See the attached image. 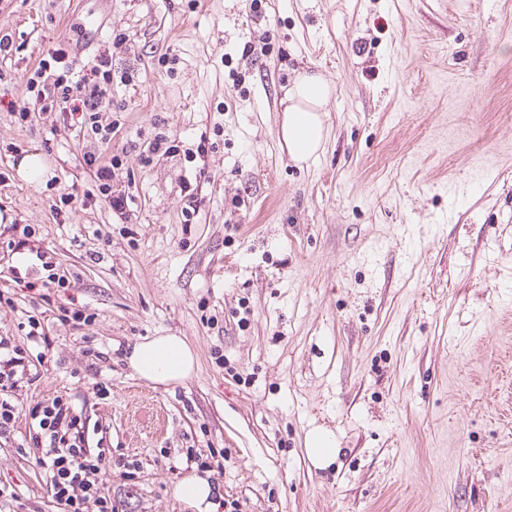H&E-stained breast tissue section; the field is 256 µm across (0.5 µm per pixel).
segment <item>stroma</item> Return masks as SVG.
I'll use <instances>...</instances> for the list:
<instances>
[{
	"instance_id": "stroma-1",
	"label": "stroma",
	"mask_w": 512,
	"mask_h": 512,
	"mask_svg": "<svg viewBox=\"0 0 512 512\" xmlns=\"http://www.w3.org/2000/svg\"><path fill=\"white\" fill-rule=\"evenodd\" d=\"M0 28V336L36 374L15 396L71 402L122 512H195L196 455L215 512H512V0H0ZM59 46L80 76L111 55V144L79 112L20 120ZM305 69L334 94L300 167L279 128ZM113 154L120 211L85 161ZM168 334L193 374L139 378L130 350ZM27 430L0 440V512H58ZM310 455L318 463L331 462L336 456L334 440L326 433L319 432L310 441ZM212 488L207 479L191 476L184 479L176 487V495L181 500L195 507L197 512H213L214 503L211 498Z\"/></svg>"
}]
</instances>
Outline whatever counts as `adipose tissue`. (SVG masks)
<instances>
[{
	"mask_svg": "<svg viewBox=\"0 0 512 512\" xmlns=\"http://www.w3.org/2000/svg\"><path fill=\"white\" fill-rule=\"evenodd\" d=\"M332 95L333 89L325 80L307 72L299 74L289 88L280 139L295 163L313 160L322 148L327 134L324 116ZM128 362L141 379L168 385L187 379L196 359L183 337L165 335L135 345Z\"/></svg>",
	"mask_w": 512,
	"mask_h": 512,
	"instance_id": "ef3b65f1",
	"label": "adipose tissue"
}]
</instances>
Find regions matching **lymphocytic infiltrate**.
<instances>
[{"label":"lymphocytic infiltrate","mask_w":512,"mask_h":512,"mask_svg":"<svg viewBox=\"0 0 512 512\" xmlns=\"http://www.w3.org/2000/svg\"><path fill=\"white\" fill-rule=\"evenodd\" d=\"M76 65L65 48H55L28 80L34 94L33 108L22 111H53L56 104L72 103L74 110L88 114L90 130L103 143L112 140L113 127L102 124L99 115L112 94V58L101 55L92 76L75 78ZM52 84V94H44L42 81ZM30 374L24 349L0 336V437L10 435L20 413L12 392ZM30 424L24 436L27 447L38 449L39 462L48 477L51 496L60 512H120L100 479L104 457L92 451L85 423L70 402L53 397L30 407Z\"/></svg>","instance_id":"obj_1"}]
</instances>
